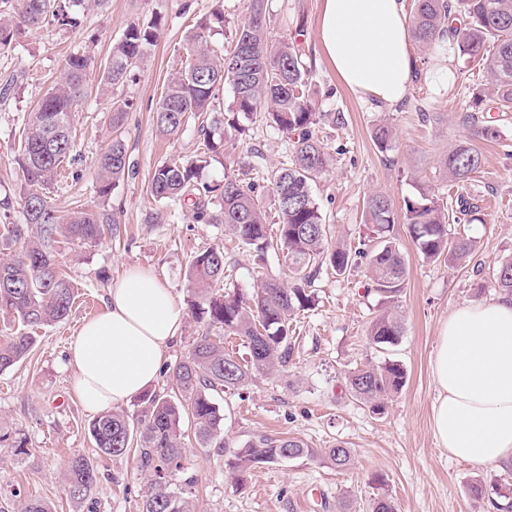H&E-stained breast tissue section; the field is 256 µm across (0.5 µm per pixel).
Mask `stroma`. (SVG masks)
Instances as JSON below:
<instances>
[{
	"label": "stroma",
	"mask_w": 512,
	"mask_h": 512,
	"mask_svg": "<svg viewBox=\"0 0 512 512\" xmlns=\"http://www.w3.org/2000/svg\"><path fill=\"white\" fill-rule=\"evenodd\" d=\"M224 8V31L232 33L248 13L249 0H98L73 8L76 30L47 23L0 51V196L17 195L20 181L15 156L19 138L41 98L61 80L70 55L95 59L85 78L86 98L75 116V144L60 176L47 189L59 214L77 207H97V172L111 138V107L116 98L132 99L125 120V142L133 173L113 191L110 203L119 233L92 245L59 239L54 248L75 289L69 317L39 328L36 346L15 367L0 371V430L11 444L0 446V512H17L20 501H49L54 512H139L149 489L132 458L98 456L88 431L90 412L73 391L74 371L68 344L82 322L100 313L110 282L124 268H153L176 297L184 323L163 365L174 366L206 330L200 299L186 277L193 256L211 248L227 253L232 266L228 288L252 293L257 272L287 279L281 251L266 259L228 241L220 224L192 220L187 207L154 201L148 185L162 162L200 150L198 119H189L174 135L159 132L154 109L170 75L180 67L195 23L214 7ZM323 0H267L266 23L274 38L289 39L309 68L308 89L319 111L329 113L317 134L332 156L328 170L313 184L333 239L357 243L370 233L365 202L382 192L396 207L432 189L448 197V175L441 160L450 147L469 139L464 123V94L484 84L482 70L448 61L438 49L414 47L415 73L405 99L394 106L361 99L338 78L324 59L317 29ZM159 24V38L133 81L109 89L101 67L131 23ZM451 66V87L439 93L426 75ZM387 118L395 138L391 150L379 151L372 139L375 123ZM486 120L499 130L494 141L480 142L481 169L464 195L477 203L481 224L449 223L451 235L473 238L482 273L467 264L448 268L424 261L406 228L397 243L407 263L405 290L399 300L404 333L396 345L368 343L367 328L378 313V300L365 291L363 272H323L315 283L318 303L295 316L293 353L286 366L256 375L244 388L224 393L222 449L184 440L183 464L196 478L182 491L195 512H372L378 493L390 495L398 512H495L489 501L474 500L469 486H512V465H477L450 458L431 431L436 396L431 375L443 322L456 309L497 297L494 272L512 258V112L487 102ZM291 149L289 135L263 123L250 125L247 136L224 133V159L212 162L201 177L217 182L224 168L251 161L260 175L278 167ZM388 361L401 364L406 383L388 401L383 414L346 395L341 380L347 371ZM267 435L298 438L319 451L338 442L354 454L350 469L339 471L319 458L259 464L244 483H236L224 461L250 439ZM75 454L97 462L99 482L85 502L71 501L65 464Z\"/></svg>",
	"instance_id": "1"
}]
</instances>
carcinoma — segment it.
<instances>
[{"mask_svg": "<svg viewBox=\"0 0 512 512\" xmlns=\"http://www.w3.org/2000/svg\"><path fill=\"white\" fill-rule=\"evenodd\" d=\"M85 0H21L12 9L10 0H0V49L8 48L30 29L53 21L76 26L71 6ZM265 0H251L248 16L238 24L232 45L221 50L212 37L224 32V10L214 7L201 19L189 39L185 63L168 81L155 109L160 131H179L187 115L206 116L201 125L204 150L190 159L164 162L154 169L150 194L157 202H191L192 219L205 224H222L224 231L258 257L273 247L288 259V281L259 277L254 292L216 289L228 269L224 251L209 249L192 257L187 275L203 301V313L210 326H220L242 338L250 360L237 361L224 351V337L205 332L197 337L188 356L169 373V390L142 396L144 408L135 417L111 410L92 419L89 432L99 455L133 456L140 472L147 476L151 491L143 498L140 512H194L192 502L173 485L185 474V421L193 426L201 448H220L218 438L224 414L216 398L228 390L243 387L251 375L269 373L290 357L294 317L315 305L314 283L325 269L344 275L359 268L368 278L366 292L379 297L380 313L367 330L366 339L389 346L403 336L402 319L396 311L404 291L407 264L395 242L397 224L406 226L421 256L453 268L466 261L475 250L468 237H449V208L439 196L424 190L419 198L405 200L397 212L391 198L383 193L367 197L365 209L374 237L357 245L329 246V228L312 190V182L329 164V154L315 136V126L329 118L317 111L307 97L309 71L294 44L268 36ZM413 38L424 49L449 35L464 63L484 66L487 83L469 92L465 120L473 127L472 137L456 144L444 156L448 181L464 188L483 164L477 141L494 140L498 129L479 121L486 100L512 105V0H414L411 14ZM158 40V24L127 26L113 46L103 68L108 87L126 83L143 64L149 48ZM92 58L84 53L66 62L60 84L40 101L37 111L22 131L16 157L24 222L14 224L0 243L7 259L0 260V311L14 316L23 327L17 336L0 345V371L23 360L32 351L35 327L59 323L68 318L74 291L60 268L53 243L63 237L82 245L96 244L117 230L112 211L106 207L78 208L62 217L43 190L50 185L59 166L73 146L75 112L85 98V77ZM233 90V109L210 115L211 99L224 82ZM132 101H112V140L100 161L97 193L106 200L129 174L127 150L121 128ZM265 121L291 136V155L267 176L277 212L276 236L269 234L268 217L258 204L257 185L245 179L249 172L241 165L224 173V180L207 182L200 171L224 156V128L243 133V122ZM372 138L384 151L393 143L392 127L385 121L375 125ZM458 213L466 221L483 222L479 207L464 195L456 198ZM496 286L512 294V259L499 263ZM405 373L397 363L356 368L344 374V389L356 401L381 414L386 402L404 383ZM294 458L316 455L303 440L266 436L237 449L225 466L239 483L258 464L279 462L282 454ZM332 467L346 470L353 451L338 443L322 451ZM97 467L83 455L70 459L66 482L75 502L87 500L97 482ZM185 479V478H183ZM193 478L185 479V484Z\"/></svg>", "mask_w": 512, "mask_h": 512, "instance_id": "cac0c4a2", "label": "carcinoma"}]
</instances>
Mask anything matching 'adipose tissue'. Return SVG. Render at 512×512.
<instances>
[{"label":"adipose tissue","mask_w":512,"mask_h":512,"mask_svg":"<svg viewBox=\"0 0 512 512\" xmlns=\"http://www.w3.org/2000/svg\"><path fill=\"white\" fill-rule=\"evenodd\" d=\"M318 39L355 94L387 105L407 96L414 63L403 0H324ZM183 321L152 269L128 267L109 288L104 310L83 323L69 346L73 389L84 407L104 412L141 395ZM431 371L437 444L459 460L512 463V296L451 313Z\"/></svg>","instance_id":"1"}]
</instances>
